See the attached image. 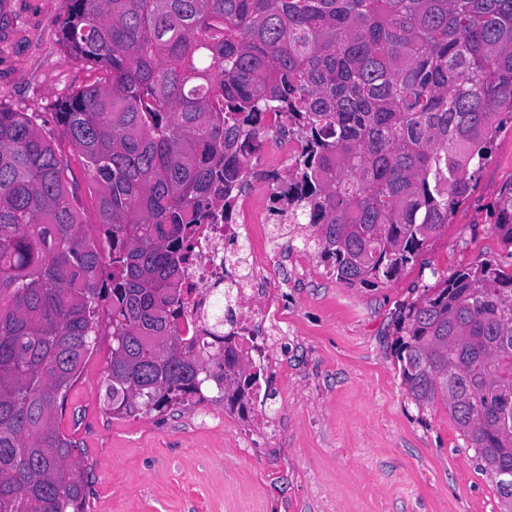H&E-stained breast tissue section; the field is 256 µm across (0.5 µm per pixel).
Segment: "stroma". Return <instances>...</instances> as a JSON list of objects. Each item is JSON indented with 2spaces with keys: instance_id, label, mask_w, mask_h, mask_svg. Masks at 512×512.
<instances>
[{
  "instance_id": "1",
  "label": "stroma",
  "mask_w": 512,
  "mask_h": 512,
  "mask_svg": "<svg viewBox=\"0 0 512 512\" xmlns=\"http://www.w3.org/2000/svg\"><path fill=\"white\" fill-rule=\"evenodd\" d=\"M67 0H0V104L52 127L58 103L101 69L58 40ZM68 186L82 223L98 213L82 159L65 139ZM512 182L503 131L449 224L394 280L350 287L316 259L281 252L267 225L253 238L271 277L257 302L287 327L261 372L250 420L203 400L136 417L105 413L112 341L101 337L71 387L60 430L93 474L87 512H503L494 486L443 405L419 412L398 372V311L424 288L486 262L512 270L493 208Z\"/></svg>"
}]
</instances>
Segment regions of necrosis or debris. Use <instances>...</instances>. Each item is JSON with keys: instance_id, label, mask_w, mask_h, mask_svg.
Returning a JSON list of instances; mask_svg holds the SVG:
<instances>
[{"instance_id": "4bbe7bcc", "label": "necrosis or debris", "mask_w": 512, "mask_h": 512, "mask_svg": "<svg viewBox=\"0 0 512 512\" xmlns=\"http://www.w3.org/2000/svg\"><path fill=\"white\" fill-rule=\"evenodd\" d=\"M263 138L274 144L283 162L252 172L243 187L233 190L230 220L219 217L201 226L185 265L186 280L195 284L196 290L191 306L185 308L178 323L183 335H204L221 286L238 279L236 264L228 256L230 234L272 222L293 224L300 215L301 188L294 171L301 159L303 142L297 134L283 135L279 127L270 124L264 127ZM242 298V293H235L231 304L237 309L234 327L245 335L243 353L249 359H268L275 343L269 331L279 328L280 321L264 308L253 315L241 313Z\"/></svg>"}]
</instances>
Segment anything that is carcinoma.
<instances>
[{
    "label": "carcinoma",
    "mask_w": 512,
    "mask_h": 512,
    "mask_svg": "<svg viewBox=\"0 0 512 512\" xmlns=\"http://www.w3.org/2000/svg\"><path fill=\"white\" fill-rule=\"evenodd\" d=\"M60 41L106 73L62 100L66 161L0 105V512H87L90 466L58 411L97 337L104 406L130 417L217 390L246 417L260 370L183 336L192 225L244 184L269 114L298 125L304 249L350 285L390 281L468 196L512 124V0H69ZM512 243V183L495 209ZM398 369L442 403L512 508V273L487 262L401 311ZM56 144L61 154L67 159V177L69 188L75 191L77 210L83 224H97L98 213L94 194L90 189V177L78 154L72 150L67 141L54 133Z\"/></svg>",
    "instance_id": "cac0c4a2"
}]
</instances>
